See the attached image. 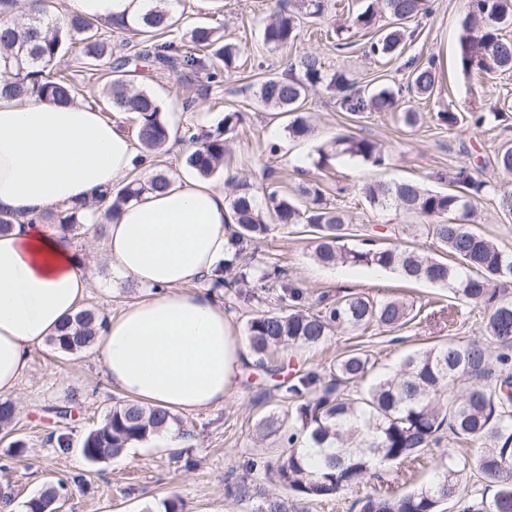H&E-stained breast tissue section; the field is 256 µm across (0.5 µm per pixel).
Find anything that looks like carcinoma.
Listing matches in <instances>:
<instances>
[{
  "instance_id": "carcinoma-1",
  "label": "carcinoma",
  "mask_w": 512,
  "mask_h": 512,
  "mask_svg": "<svg viewBox=\"0 0 512 512\" xmlns=\"http://www.w3.org/2000/svg\"><path fill=\"white\" fill-rule=\"evenodd\" d=\"M293 7L277 11L263 27L264 43L285 48L297 37L298 13L313 17L323 12L322 0H293ZM471 10L462 21L461 62L467 73L512 71V39L502 30L512 25V0H470ZM17 0H0V95L54 104H73L82 96L75 81L61 71L52 72L65 48L75 47L89 64L109 65L101 97L113 110L135 114V136L143 156H153L170 140L172 126L160 100L150 91L131 87L129 59L112 58L110 33L118 30L137 38L136 56L155 64L183 71H211L214 57L229 69L239 47L223 43L217 29L196 26L182 44L162 41L179 18L182 0H146L144 12L134 21L124 18L95 19L81 14L57 16L50 0H31L27 10L14 13ZM389 16L393 29L370 44L374 55H390L401 42L402 25L430 12V0H375V5L357 14L353 24L363 30L375 25L378 12ZM430 66L411 73L410 92L428 97L435 87ZM317 86L342 95L349 112L384 111L399 106V99L386 88L368 94H349L350 84L342 73L328 74L315 56L301 60V75L270 76L261 82L258 99L267 107L288 115L292 138H306L312 128L303 112L308 91ZM239 112H227L215 129L195 131L183 127L180 140L190 144L188 168L208 178L224 165L226 135L242 122ZM314 166L321 169L331 157L341 154L380 165L383 152L378 143L344 135L329 147L317 149ZM170 177L159 172L148 181L133 179L117 191L106 190L91 201H80L34 221L58 224L78 235L91 222L103 227L130 199L148 190L164 189ZM486 183L476 180L468 168L452 178V188L434 192L413 180L369 183L363 187L373 209L396 207L426 220V233L444 251L431 256L423 249L392 242L382 244L364 238L348 244L352 225L344 213L324 203L319 186L304 183L298 195L272 190L259 205L250 185L236 186L231 200L232 234L224 269L242 271L243 244L262 239L275 223L300 228L311 236V258L324 266L350 265L380 268L410 282H428L451 290L454 299L483 310L484 328L500 352L492 353L482 341L442 345L406 355L389 374L366 380L370 359L360 353L336 357L331 379L321 383L314 372L276 389L285 395L255 424L257 435L276 437L275 462L260 458L244 461L245 474L227 483L226 492L252 505L251 512H295L297 500L325 501L362 484L384 465L400 468L417 462L431 447L450 437L476 445V458L448 454V466L434 481L402 494L373 491L357 500V512H438L443 502L459 505L458 512H512V252L486 238L470 222L473 200ZM279 311L261 312L246 322V335L255 366L275 377L281 367L274 352L284 348L309 349L324 343L337 331L365 332L373 327L391 332L407 325L413 308L397 298H375L350 292L334 299L322 297V306L305 305L299 288L281 286ZM105 320L100 309L86 304L65 331L50 338L54 350L74 356L86 352ZM16 419V407L0 399V430ZM178 416L165 409L120 400L112 405L100 424L82 442V454L90 463L121 455L130 446L179 425ZM272 473L281 493L270 491L254 473ZM477 471L487 486L495 488L487 498L468 500L461 484ZM59 490L46 487L25 502L26 512H53Z\"/></svg>"
}]
</instances>
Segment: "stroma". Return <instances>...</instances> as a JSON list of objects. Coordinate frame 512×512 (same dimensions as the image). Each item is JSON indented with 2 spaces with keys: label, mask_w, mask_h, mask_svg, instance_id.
<instances>
[{
  "label": "stroma",
  "mask_w": 512,
  "mask_h": 512,
  "mask_svg": "<svg viewBox=\"0 0 512 512\" xmlns=\"http://www.w3.org/2000/svg\"><path fill=\"white\" fill-rule=\"evenodd\" d=\"M278 2L184 0V14L170 32L171 40L184 38L195 25L207 24L218 28L225 42L240 48L235 69L216 81L203 73L189 78L183 72L134 58L128 34H113L112 52L131 56L134 87L157 94L173 123L190 122L209 130L225 113H243L244 120L229 142L233 163L218 170L215 183L228 188L244 181L261 190L273 183L292 194L307 177L319 182L325 201L347 214L357 234L374 236L395 227L403 241H417L433 254L439 250L436 242L425 232L413 230L416 216L396 208L371 209L362 188L371 182L416 179L429 189L445 192L455 172L467 167L489 184L475 201L481 232L501 247L512 249V223L501 217L494 193L498 187L512 188V173L495 164L497 151L512 146V73L488 78L463 72L459 36L468 12L466 0H431L428 15L405 25L400 47L391 57L373 56L370 44L375 32L348 24L366 0H325L324 15L302 20L296 39L287 48L266 46L262 29ZM338 27L349 43L341 51L335 48L334 30ZM307 55L318 57L327 73L345 74L362 92L381 82L400 92L407 84L411 63H430L436 75L435 88L430 97L412 99V109L420 119L407 125L390 111L350 114L339 98L318 87L310 91L305 106L312 116L313 132L308 139L295 140L285 129L287 116L261 105L256 92L263 79L288 73L292 64ZM56 66L83 86L87 104L102 110L119 130L133 134L132 115L106 110L98 99L106 80L103 72L83 68L74 54L62 56ZM476 108L499 113L500 118L474 126L468 115ZM448 111L463 115V122L453 128L438 122L437 113ZM343 133L377 142L385 155L384 164L339 156L328 168L316 169L312 161L317 148ZM76 246L94 270L89 302L109 316L137 300L138 289L113 279L99 247L84 238L78 239ZM310 253L311 242L305 234L278 226L266 239L248 243L245 254L250 275L247 281L226 288L223 299L237 336H245L246 322L256 313L280 307V284L257 285L268 265L285 269L289 281L304 291L308 305H315L324 293L335 296L353 291L405 299L418 315L395 335L341 333L315 348L280 352L282 380L291 383L310 371L328 379L337 355L346 351L369 355L375 372L383 373L415 350L450 339L466 342L485 336L482 309L457 303L448 289L407 283L381 269L323 267L312 261ZM272 385L252 360H245L237 385L224 404L184 415L186 444L179 453L168 450L162 435L157 434L148 444L133 445L118 457L91 464L81 455V442L118 396L103 380L96 350L64 357L50 345H42L31 352L30 369L12 397L17 407L15 426L10 433L0 432V490L21 506L47 485L64 482L57 503L60 512H158L162 500L174 495L182 499L185 512H250L249 505L226 496L224 484L241 475L245 459L274 458L272 448L255 439V424L269 409L262 396ZM67 404L73 407L71 418L56 421L49 406ZM52 432L68 434L71 446L63 449L49 442ZM441 454V449L435 448L404 472L381 471L375 483L395 492L426 485L436 476Z\"/></svg>",
  "instance_id": "1"
}]
</instances>
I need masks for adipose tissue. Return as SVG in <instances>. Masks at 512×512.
Wrapping results in <instances>:
<instances>
[{
    "instance_id": "ef3b65f1",
    "label": "adipose tissue",
    "mask_w": 512,
    "mask_h": 512,
    "mask_svg": "<svg viewBox=\"0 0 512 512\" xmlns=\"http://www.w3.org/2000/svg\"><path fill=\"white\" fill-rule=\"evenodd\" d=\"M137 164L127 135L94 106L0 99V210L38 214L88 200ZM100 236L113 276L145 297L111 315L96 342L105 381L130 399L190 413L236 387L244 343L205 289L224 267L229 207L221 186L191 176L129 200ZM92 272L50 223L0 233V394L13 393L30 354L83 306Z\"/></svg>"
}]
</instances>
